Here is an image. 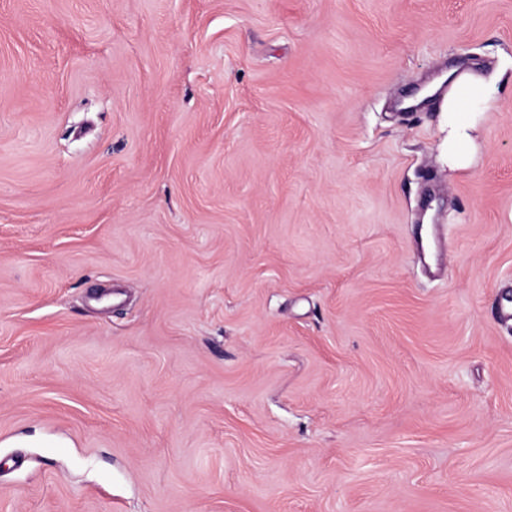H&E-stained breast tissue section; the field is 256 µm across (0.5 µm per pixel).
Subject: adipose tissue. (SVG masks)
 <instances>
[{
    "instance_id": "ef3b65f1",
    "label": "adipose tissue",
    "mask_w": 512,
    "mask_h": 512,
    "mask_svg": "<svg viewBox=\"0 0 512 512\" xmlns=\"http://www.w3.org/2000/svg\"><path fill=\"white\" fill-rule=\"evenodd\" d=\"M448 92L442 106L448 114V168L469 169L475 158L486 113L496 111L492 79L469 69L448 73Z\"/></svg>"
}]
</instances>
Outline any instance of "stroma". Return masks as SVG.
<instances>
[{
    "label": "stroma",
    "mask_w": 512,
    "mask_h": 512,
    "mask_svg": "<svg viewBox=\"0 0 512 512\" xmlns=\"http://www.w3.org/2000/svg\"><path fill=\"white\" fill-rule=\"evenodd\" d=\"M511 291L512 0H0V512H512ZM447 80L448 92L443 96L442 107L448 112V170H466L473 165L484 116L496 111L497 98L491 76L480 71H452L442 83Z\"/></svg>",
    "instance_id": "1"
}]
</instances>
